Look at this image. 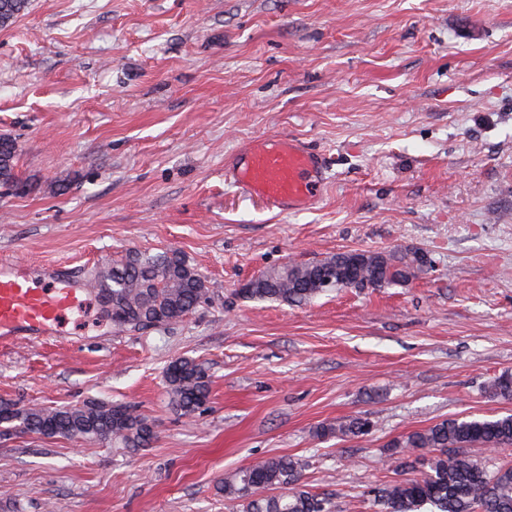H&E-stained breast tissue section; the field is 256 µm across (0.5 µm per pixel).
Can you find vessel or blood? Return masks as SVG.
Returning a JSON list of instances; mask_svg holds the SVG:
<instances>
[{"instance_id":"obj_1","label":"vessel or blood","mask_w":512,"mask_h":512,"mask_svg":"<svg viewBox=\"0 0 512 512\" xmlns=\"http://www.w3.org/2000/svg\"><path fill=\"white\" fill-rule=\"evenodd\" d=\"M328 172L324 154L292 136L249 141L224 168L226 185L238 188L272 210H299L315 204ZM82 281L62 264L35 269L0 262V339L29 344L56 336L62 317L78 302Z\"/></svg>"}]
</instances>
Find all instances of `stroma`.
I'll list each match as a JSON object with an SVG mask.
<instances>
[{
	"instance_id": "obj_1",
	"label": "stroma",
	"mask_w": 512,
	"mask_h": 512,
	"mask_svg": "<svg viewBox=\"0 0 512 512\" xmlns=\"http://www.w3.org/2000/svg\"><path fill=\"white\" fill-rule=\"evenodd\" d=\"M0 260L78 273L126 249L180 251L211 293L177 323L112 327L91 296L61 341L0 343V400L130 403L156 439L0 431V512H239L226 476L303 459L336 512L399 479L388 442L446 418L512 414V0H30L0 29ZM324 151L313 208L279 213L224 183L241 144ZM426 252L404 286L301 306L244 299L257 272L339 251ZM210 396L174 410L172 360ZM369 417L360 438L316 437ZM17 143L6 135H0V184L21 189L15 174ZM165 379L171 404L182 416L193 417L209 398V375L194 359L178 358L169 363ZM374 427L373 422L366 417H352L336 423L323 424L317 435L339 434L345 436L359 437L368 434Z\"/></svg>"
}]
</instances>
